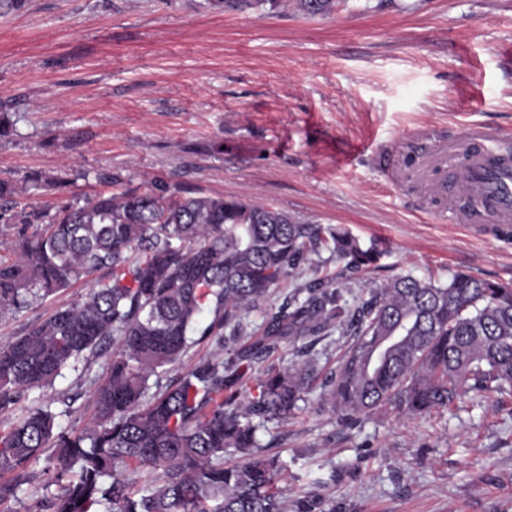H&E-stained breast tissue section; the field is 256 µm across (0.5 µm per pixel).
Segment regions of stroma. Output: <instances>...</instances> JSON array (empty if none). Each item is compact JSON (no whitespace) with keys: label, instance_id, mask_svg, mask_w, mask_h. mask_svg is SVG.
Wrapping results in <instances>:
<instances>
[{"label":"stroma","instance_id":"stroma-1","mask_svg":"<svg viewBox=\"0 0 512 512\" xmlns=\"http://www.w3.org/2000/svg\"><path fill=\"white\" fill-rule=\"evenodd\" d=\"M0 177L45 172L87 197L105 170L124 183L180 182L204 195L274 205L376 247V267L341 277L328 252L284 279L253 334L314 278L355 306L401 273L457 272L512 286V244L458 216L456 193L426 186L450 168L424 152L474 129L512 146V0H337L324 17L296 7L260 16L207 0H28L0 14ZM223 152H216V144ZM87 280L0 319V340L88 289ZM78 394L62 417L94 412L64 369L41 397ZM286 466L289 499L320 479L336 512H512V396L467 397L422 419L389 404L340 422L319 390L259 430Z\"/></svg>","mask_w":512,"mask_h":512}]
</instances>
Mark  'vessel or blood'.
<instances>
[{
  "mask_svg": "<svg viewBox=\"0 0 512 512\" xmlns=\"http://www.w3.org/2000/svg\"><path fill=\"white\" fill-rule=\"evenodd\" d=\"M452 159L459 171L460 186L471 191L478 190L486 199L484 208L468 212L466 223H496L502 235L512 234V168L494 164L488 152L477 153L468 149L452 155L447 145H439L428 153V161Z\"/></svg>",
  "mask_w": 512,
  "mask_h": 512,
  "instance_id": "1",
  "label": "vessel or blood"
}]
</instances>
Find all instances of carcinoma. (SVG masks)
<instances>
[{
    "mask_svg": "<svg viewBox=\"0 0 512 512\" xmlns=\"http://www.w3.org/2000/svg\"><path fill=\"white\" fill-rule=\"evenodd\" d=\"M287 4L210 0L224 11ZM295 7L327 16L336 0ZM69 186L42 172L0 178V242L9 251L0 256L1 316L109 272L80 300L0 342V415L79 362L94 414L79 430L61 428L49 404L12 418L0 430V475L9 474L0 505L19 499L29 464L45 454L60 465L57 491L35 502L37 512H285L284 465L259 454L256 424L287 418L316 383L345 425L385 403L425 417L470 393H512V287L463 272L446 283L401 274L355 307L311 280L264 316L249 345L163 386L160 373L179 363L208 304L213 317L201 335L240 334L242 312L260 308L310 254L328 251L358 272L380 253L272 205L192 196L164 180L92 198L71 191L51 205L28 201ZM332 326L351 341L324 381L310 344L289 366L252 375L255 360L287 334L318 339ZM103 355L105 375L90 376ZM228 450L238 458L225 461ZM294 512L336 509L312 490Z\"/></svg>",
    "mask_w": 512,
    "mask_h": 512,
    "instance_id": "carcinoma-1",
    "label": "carcinoma"
}]
</instances>
